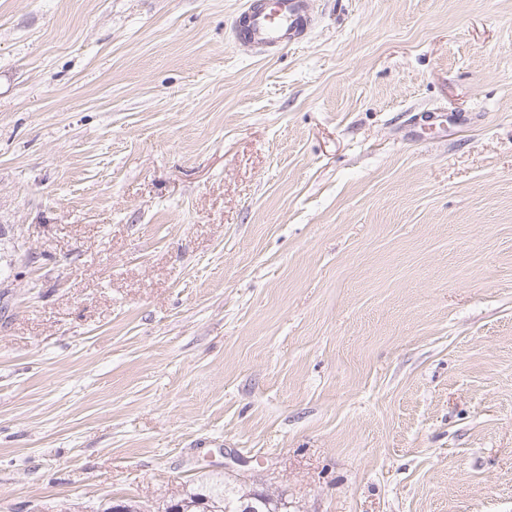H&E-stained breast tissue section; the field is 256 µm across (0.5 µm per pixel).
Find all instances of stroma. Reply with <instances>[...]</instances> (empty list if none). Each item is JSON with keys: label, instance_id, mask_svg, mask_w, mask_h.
<instances>
[{"label": "stroma", "instance_id": "stroma-1", "mask_svg": "<svg viewBox=\"0 0 512 512\" xmlns=\"http://www.w3.org/2000/svg\"><path fill=\"white\" fill-rule=\"evenodd\" d=\"M245 5L0 0V512H512V0ZM247 1V41L261 51H277L299 41L307 29L310 0H274L262 8ZM175 502L179 510L164 512H289L288 499L283 494L236 489L224 481L190 486ZM242 507L248 510L243 511Z\"/></svg>", "mask_w": 512, "mask_h": 512}]
</instances>
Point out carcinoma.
<instances>
[{
	"mask_svg": "<svg viewBox=\"0 0 512 512\" xmlns=\"http://www.w3.org/2000/svg\"><path fill=\"white\" fill-rule=\"evenodd\" d=\"M176 503L177 512H289L281 494L236 489L224 482L190 486Z\"/></svg>",
	"mask_w": 512,
	"mask_h": 512,
	"instance_id": "obj_1",
	"label": "carcinoma"
}]
</instances>
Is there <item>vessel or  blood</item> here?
Wrapping results in <instances>:
<instances>
[{
  "instance_id": "b4317fda",
  "label": "vessel or blood",
  "mask_w": 512,
  "mask_h": 512,
  "mask_svg": "<svg viewBox=\"0 0 512 512\" xmlns=\"http://www.w3.org/2000/svg\"><path fill=\"white\" fill-rule=\"evenodd\" d=\"M247 40L258 50L276 51L299 41L309 21V0H274L269 8L249 0Z\"/></svg>"
}]
</instances>
